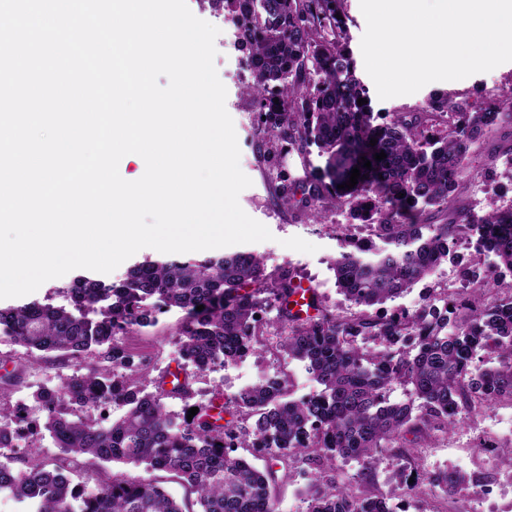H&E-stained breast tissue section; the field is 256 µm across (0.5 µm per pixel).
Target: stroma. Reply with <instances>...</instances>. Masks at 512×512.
I'll list each match as a JSON object with an SVG mask.
<instances>
[{"instance_id": "obj_1", "label": "stroma", "mask_w": 512, "mask_h": 512, "mask_svg": "<svg viewBox=\"0 0 512 512\" xmlns=\"http://www.w3.org/2000/svg\"><path fill=\"white\" fill-rule=\"evenodd\" d=\"M187 5L196 17L220 30L215 40V66L227 89L226 109L234 122L240 149V168L252 181L251 186L241 192L239 204L250 217L264 224L273 235L272 240L251 244V251L263 255L269 272H276L284 266L290 267L297 279L309 283L317 290L321 301L332 313L344 316L352 314L353 306L336 290L330 266L337 250L332 228L347 223L346 209L327 211L324 223L317 224L296 208L274 205L273 196L277 183L269 177L268 162L257 155L251 145L256 104L245 88L251 83L252 77L242 73L239 68L245 53L235 43V27L231 16L226 11H214L208 5L202 4L201 0H187ZM509 92H512V62L461 80L433 82L408 96L387 100L375 97L371 100V106L374 111L386 115L409 112L421 106L430 94L445 93L478 107L489 99ZM509 188H512V165L494 160L487 144H473L469 151L468 173L461 179L459 186V194L470 206L472 213L481 215L505 205V191ZM293 236L316 245V252L308 254L284 247V239ZM458 277L459 269L455 264L442 263L430 277L396 299L394 305L409 311L415 310L421 306L424 295L447 293ZM155 318V324L139 328L133 334L125 336L123 342L136 358L145 359L154 368L176 369L178 330L184 313L177 308L163 309L156 312ZM242 366L252 376L260 372L286 374L290 378L292 392L298 396L307 391L316 392L318 389L303 365L294 360H283L270 353L261 358L250 355L243 359ZM8 371L16 372L19 378L18 383L8 390L9 401L14 402L19 397L29 395V386L35 378H43L51 385L57 384L61 368L51 358L42 363L39 369L29 368L23 348L5 340L0 342V377ZM511 420L512 401L501 400L493 403L490 408L468 419L453 432L429 440L422 453V471L435 473L459 470L486 477L491 483L511 477V467L475 451L477 443L480 442H512V433L505 428L506 423ZM392 470V462L382 464L375 486L381 491L393 492L397 503L418 504L421 512H463L468 506L467 500L463 498L418 500L408 486L390 482Z\"/></svg>"}]
</instances>
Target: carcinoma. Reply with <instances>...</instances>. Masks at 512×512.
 <instances>
[{"mask_svg": "<svg viewBox=\"0 0 512 512\" xmlns=\"http://www.w3.org/2000/svg\"><path fill=\"white\" fill-rule=\"evenodd\" d=\"M223 2L253 75L246 90L257 105L255 151L265 155L276 140L303 142L324 158L308 180L281 184L280 200L310 211L316 223L328 207H345L352 224L370 232L364 240L351 224L336 225L331 268L357 311L336 316L319 302L312 314L293 310L300 283L292 270L269 273L253 251L145 261L110 284L80 280L67 290L70 310L36 301L0 308V335L31 363L54 353L74 366L57 386L32 392L61 455L51 463L30 457L21 469L0 460V490L30 512H277L280 473L296 467L307 480L302 512H402L392 493L364 490L386 459L412 490L425 484L446 498L476 490V476L420 471L415 451L418 439L455 430L496 399L512 400V285L500 288L512 277V207L477 217L457 195L463 160L481 137L511 130L496 152L512 163V102L473 109L432 94L375 125L371 104L357 103L369 95L350 49L346 0ZM381 152L386 158L375 160ZM355 167L354 188H339ZM441 212L448 220L439 224ZM473 238L479 269L463 271L471 288L412 312H379ZM153 297L186 312L183 379L169 390L120 341L153 322L143 305ZM271 329L276 353L303 363L320 391L294 399L277 373L239 390L217 415L219 390L194 401V384L263 352ZM397 386L403 397L393 399ZM104 394L123 409L109 422L92 414ZM4 397L0 448L10 447L19 419ZM168 399L181 400L182 412L168 410ZM192 407L199 411L189 419ZM237 448L264 454L263 465L235 455ZM109 464L171 473L188 497L125 474L101 489L74 481L89 466L105 475Z\"/></svg>", "mask_w": 512, "mask_h": 512, "instance_id": "carcinoma-1", "label": "carcinoma"}]
</instances>
